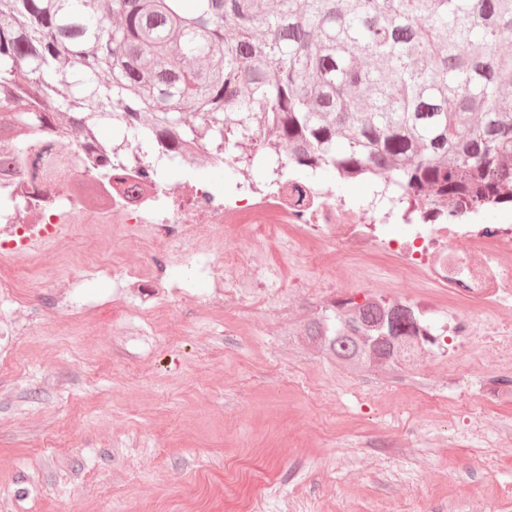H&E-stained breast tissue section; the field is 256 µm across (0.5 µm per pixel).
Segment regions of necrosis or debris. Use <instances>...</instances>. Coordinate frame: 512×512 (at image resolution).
Masks as SVG:
<instances>
[{"label":"necrosis or debris","mask_w":512,"mask_h":512,"mask_svg":"<svg viewBox=\"0 0 512 512\" xmlns=\"http://www.w3.org/2000/svg\"><path fill=\"white\" fill-rule=\"evenodd\" d=\"M66 178L32 180L27 171H0V299L17 302L21 282L11 272L20 253L37 257L42 244L58 252L70 251L75 238L95 243L85 259L68 262L63 289L53 296L55 308L73 311L71 290L85 278L111 277L118 288L151 287L158 306H166L168 276L175 268L191 272L203 283V302L234 288L232 272L252 269L262 283H277V273L262 267L259 258L228 244L227 229L239 224H281V240L289 261L299 268L328 261L344 249L351 261L342 275L366 282L368 268L358 258L385 247L396 259L394 277L423 290L432 307H445L448 321L431 330L432 346L448 354L449 377H461L478 366L486 350L495 353L502 384L512 383V225L419 224L404 243L381 239L376 226L394 214L376 207L356 209L334 202L324 190L294 208L277 184L257 181L235 159H219L204 149L183 156L179 165L189 171L224 166L235 171L232 186L184 183L175 190L164 180L148 182L143 171L154 169L153 154L135 151L120 139L112 141V159L121 163L126 179L118 185L100 181L93 173L91 152L76 150ZM112 226V243L103 245L101 227ZM210 225L200 235L199 225ZM132 244L143 254L142 264L121 263L117 248ZM476 303L472 314H461L466 303Z\"/></svg>","instance_id":"necrosis-or-debris-1"}]
</instances>
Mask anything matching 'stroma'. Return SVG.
I'll use <instances>...</instances> for the list:
<instances>
[{"instance_id": "1", "label": "stroma", "mask_w": 512, "mask_h": 512, "mask_svg": "<svg viewBox=\"0 0 512 512\" xmlns=\"http://www.w3.org/2000/svg\"><path fill=\"white\" fill-rule=\"evenodd\" d=\"M283 291L246 283L202 307L179 288L167 312L133 317L108 278L75 288L79 319L53 309L62 263L13 260L38 294L0 301V512H512V447L469 438L466 414L437 417L453 395L448 359L363 369L303 331L334 301H360L392 272L337 278L345 253L294 283L265 244Z\"/></svg>"}]
</instances>
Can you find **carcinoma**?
Segmentation results:
<instances>
[{"mask_svg": "<svg viewBox=\"0 0 512 512\" xmlns=\"http://www.w3.org/2000/svg\"><path fill=\"white\" fill-rule=\"evenodd\" d=\"M512 0H0V167L40 174L32 147L112 124L172 158L201 146L258 157L290 199L323 172L369 179L425 223L512 206ZM23 100V113L10 110ZM336 306L304 325L336 356L391 362L403 302Z\"/></svg>", "mask_w": 512, "mask_h": 512, "instance_id": "carcinoma-1", "label": "carcinoma"}]
</instances>
